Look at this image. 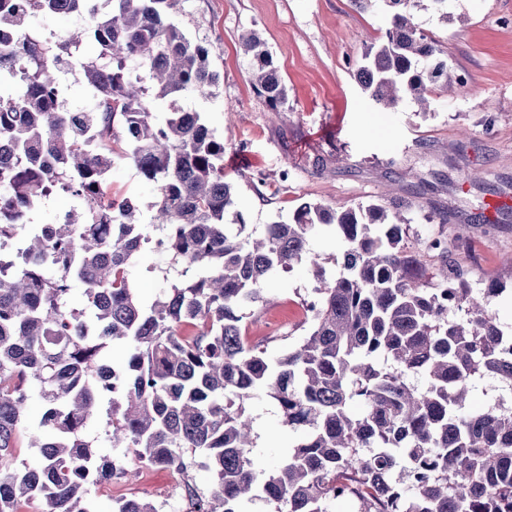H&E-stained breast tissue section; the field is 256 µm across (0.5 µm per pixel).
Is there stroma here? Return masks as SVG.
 <instances>
[{
  "mask_svg": "<svg viewBox=\"0 0 512 512\" xmlns=\"http://www.w3.org/2000/svg\"><path fill=\"white\" fill-rule=\"evenodd\" d=\"M178 21L209 47L219 76L214 97L190 96L183 106L204 113L224 142V174L235 190L228 223L243 221L259 234L266 224L288 221L303 203H377L391 184L407 204L406 243L421 252L429 239L466 222L480 202L512 207V0H448L444 14L415 9V23L437 42L449 75L465 79L454 97L435 88L424 111L410 101L398 111H380L355 80L366 49L383 40V5L357 10L350 0H186ZM248 30L265 42L288 89L283 112L272 113L251 83L239 45ZM317 155L325 174L312 172ZM473 169L500 195L466 181L465 172ZM422 178L433 188L419 194L414 187ZM108 186L137 205L142 232L155 235L149 222L154 186L124 161L113 165ZM469 254L473 287L491 278L505 283L491 307L512 329V215L474 227ZM178 273L169 257L144 250L134 269L141 299L152 302ZM314 286L304 266L274 272L266 302L249 310L252 341L265 342L276 357L307 336L310 325L301 309ZM273 318L283 323L282 335H266ZM247 409L257 435L253 454L261 466L274 467L294 436L272 399L253 400ZM170 485L165 469L144 466L135 483L95 485L89 496L97 512H111L115 499L154 502Z\"/></svg>",
  "mask_w": 512,
  "mask_h": 512,
  "instance_id": "obj_1",
  "label": "stroma"
}]
</instances>
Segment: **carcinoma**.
Here are the masks:
<instances>
[{
    "instance_id": "carcinoma-1",
    "label": "carcinoma",
    "mask_w": 512,
    "mask_h": 512,
    "mask_svg": "<svg viewBox=\"0 0 512 512\" xmlns=\"http://www.w3.org/2000/svg\"><path fill=\"white\" fill-rule=\"evenodd\" d=\"M382 1L384 40L371 46L358 83L377 108L424 105L448 76L436 43L412 21L420 0ZM0 0V29L20 40L0 50V244L18 240L23 261L0 253V512H95L87 486L136 472L113 458L104 471L84 431L109 403L107 437L133 448L139 463L177 468L193 485L197 451L213 485L198 512H246L262 496L276 512H328L353 500L358 512H512V400L482 411L469 394L482 381L512 388V340L490 309L497 280L477 289L461 251L467 224L427 243L430 268L407 250V219L396 196L381 204L333 208L304 203L288 223L258 238L226 223L235 206L224 178V141L187 96L210 98L218 85L209 51L175 21L185 0ZM75 16L83 25L48 44L29 40L30 18ZM96 47L84 55L85 43ZM252 81L269 109L288 91L254 31L242 40ZM79 66L97 110L82 120L56 107L62 60ZM170 99L162 120L152 99ZM118 159L155 186L151 223L164 254L184 267L151 303L132 270L147 241L135 208L105 186ZM82 203L51 234L23 232L47 190ZM334 229L341 270L324 278L312 234ZM318 281L310 331L273 358L248 342L246 309L264 299L269 275L295 263ZM85 307H67L73 284ZM124 347L109 364V344ZM41 401L29 447L34 464L13 465L33 394ZM273 399L298 436L279 466L252 454L245 404ZM358 406V411L351 406ZM112 512H160L119 498Z\"/></svg>"
}]
</instances>
